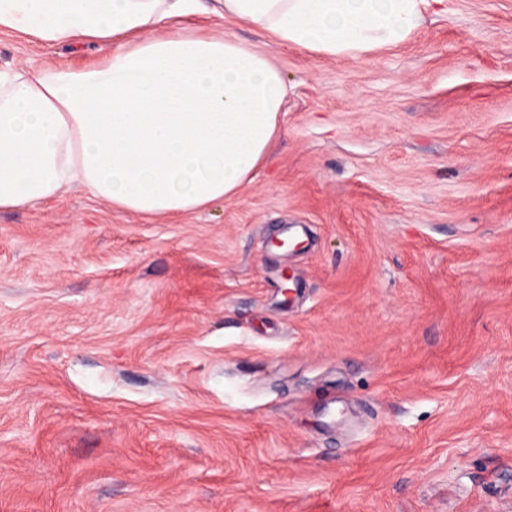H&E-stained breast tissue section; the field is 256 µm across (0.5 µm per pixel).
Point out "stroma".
<instances>
[{
	"label": "stroma",
	"instance_id": "1",
	"mask_svg": "<svg viewBox=\"0 0 512 512\" xmlns=\"http://www.w3.org/2000/svg\"><path fill=\"white\" fill-rule=\"evenodd\" d=\"M205 21L288 88L249 184L0 210V512H512V0L359 59Z\"/></svg>",
	"mask_w": 512,
	"mask_h": 512
}]
</instances>
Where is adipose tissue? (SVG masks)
Returning <instances> with one entry per match:
<instances>
[{
	"instance_id": "ef3b65f1",
	"label": "adipose tissue",
	"mask_w": 512,
	"mask_h": 512,
	"mask_svg": "<svg viewBox=\"0 0 512 512\" xmlns=\"http://www.w3.org/2000/svg\"><path fill=\"white\" fill-rule=\"evenodd\" d=\"M225 17L352 58L404 42L428 0H221ZM200 0H0V31L105 43L81 70L0 69V209L77 187L145 216L233 197L265 161L286 94L260 51L194 24Z\"/></svg>"
}]
</instances>
